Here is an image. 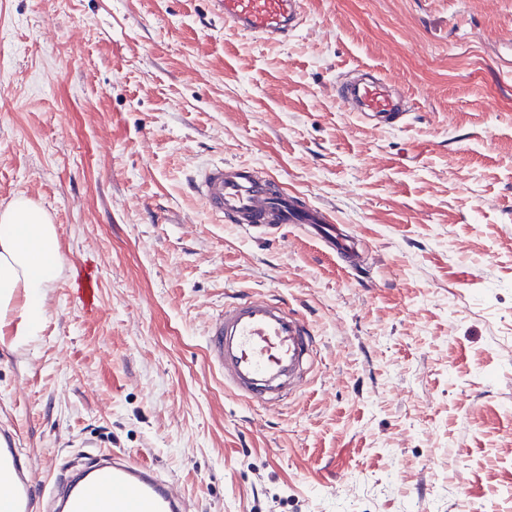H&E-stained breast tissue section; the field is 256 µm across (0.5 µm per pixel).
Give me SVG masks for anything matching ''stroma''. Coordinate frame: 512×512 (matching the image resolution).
Returning <instances> with one entry per match:
<instances>
[{"label": "stroma", "instance_id": "35a3bbf8", "mask_svg": "<svg viewBox=\"0 0 512 512\" xmlns=\"http://www.w3.org/2000/svg\"><path fill=\"white\" fill-rule=\"evenodd\" d=\"M511 38L512 0H303L280 42L214 0H0V203L46 210L65 264L41 335L0 340V430L37 481L92 445L190 512H512ZM365 65L404 126L337 102ZM221 159L328 209L361 275L215 221L190 183ZM252 291L317 336L274 408L205 346Z\"/></svg>", "mask_w": 512, "mask_h": 512}]
</instances>
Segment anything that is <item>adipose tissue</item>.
<instances>
[{"instance_id":"1","label":"adipose tissue","mask_w":512,"mask_h":512,"mask_svg":"<svg viewBox=\"0 0 512 512\" xmlns=\"http://www.w3.org/2000/svg\"><path fill=\"white\" fill-rule=\"evenodd\" d=\"M63 270L55 225L29 199L0 210V335H40L45 299Z\"/></svg>"}]
</instances>
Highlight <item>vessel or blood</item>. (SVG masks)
<instances>
[{
	"instance_id": "obj_1",
	"label": "vessel or blood",
	"mask_w": 512,
	"mask_h": 512,
	"mask_svg": "<svg viewBox=\"0 0 512 512\" xmlns=\"http://www.w3.org/2000/svg\"><path fill=\"white\" fill-rule=\"evenodd\" d=\"M224 24L268 40L287 37L302 0H217ZM336 97L378 127L400 124L404 110L387 83L364 78L343 84ZM192 191L218 222L269 236L286 225H307L322 249L352 264L358 256L349 237L336 234L324 208L302 206L252 164L216 161L201 167ZM312 326L297 311L265 292L237 296L213 314L205 338L208 356L239 400L260 406L284 403L300 383L315 349ZM61 475L43 490L32 464L12 436L0 433V512H34L47 497L52 512H188L184 497L154 467L112 454Z\"/></svg>"
}]
</instances>
